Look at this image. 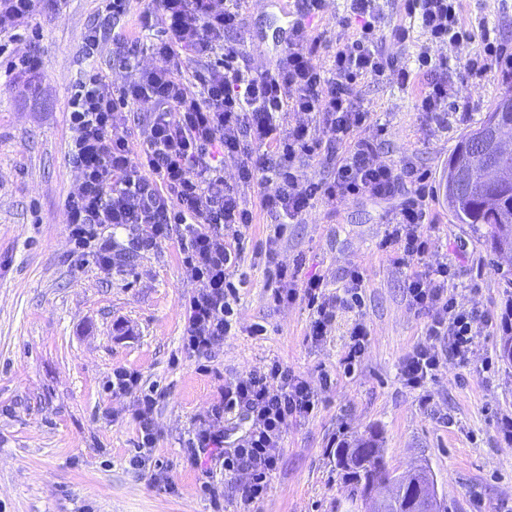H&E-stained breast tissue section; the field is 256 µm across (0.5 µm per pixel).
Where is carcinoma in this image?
<instances>
[{
  "label": "carcinoma",
  "instance_id": "obj_1",
  "mask_svg": "<svg viewBox=\"0 0 512 512\" xmlns=\"http://www.w3.org/2000/svg\"><path fill=\"white\" fill-rule=\"evenodd\" d=\"M512 93L504 92L492 112L474 129L464 134L448 156V165L442 186L448 213L458 224L484 226L483 237L490 245L493 256L512 262V182L487 185L480 173L473 176L472 188L457 186L456 172L464 160L474 137L487 130L492 116H497L496 130L512 139V112L502 110ZM336 464L349 487L348 501L364 498L367 491L386 492L384 512H419L414 490L435 484L431 469L420 465L406 474H398L388 467L385 449L380 438L373 434L351 443L343 442L336 449Z\"/></svg>",
  "mask_w": 512,
  "mask_h": 512
}]
</instances>
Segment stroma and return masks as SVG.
<instances>
[{"label": "stroma", "mask_w": 512, "mask_h": 512, "mask_svg": "<svg viewBox=\"0 0 512 512\" xmlns=\"http://www.w3.org/2000/svg\"><path fill=\"white\" fill-rule=\"evenodd\" d=\"M241 10L243 27L228 37L242 41V65L260 73L283 51L276 22L263 0H243ZM462 21L485 28L512 52V0H463ZM130 22L107 18L102 0H40L35 18L0 33V512H213L218 504L223 512H336L348 494L337 443L373 432L391 467L429 465L452 512H512V438L497 427L512 413V363L498 357L512 337L502 321L512 310V266L497 265L481 235L455 223L441 185L459 138L492 111L512 74L459 85L467 110L439 131L422 125L413 95L395 81L356 86L372 114L365 134L382 140L379 161L411 155L431 174L438 246L427 264L453 261L457 299L494 317L479 325L467 362L447 359L421 389L404 384L401 361L423 341L424 321L406 301L409 268L395 267L380 247L390 206L369 200L335 208L315 203L280 243L279 262L298 265L299 278L318 273L333 288L352 267L363 273L360 314L340 316L331 336L311 340L305 301L271 298L275 283L257 248L276 221L260 198L275 186L262 179L245 193L256 222L239 267L246 285L237 322L204 373L182 348L184 302L196 285L176 240L140 254L127 233L117 232L116 247L128 259L107 273L92 261L76 268L72 256L64 201L78 172L67 155V104L90 67L106 71L118 88L130 68L156 65L149 32L129 63L113 60L112 35ZM93 25L102 37L91 54L82 35ZM33 53L39 69L20 68ZM357 318L371 336L348 374L341 358ZM257 324L266 335H252ZM490 355L497 362L487 370ZM273 361L307 380L318 405L284 427L268 493L247 504L231 489L247 483L248 474L227 473L215 461L202 473L185 441L226 379ZM117 368L158 389L153 461L168 470L173 489L157 486L151 467L130 464L138 452L134 399L105 388Z\"/></svg>", "instance_id": "obj_1"}]
</instances>
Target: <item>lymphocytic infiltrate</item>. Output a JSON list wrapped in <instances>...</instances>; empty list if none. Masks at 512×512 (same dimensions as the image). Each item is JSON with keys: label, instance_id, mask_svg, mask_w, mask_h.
Segmentation results:
<instances>
[{"label": "lymphocytic infiltrate", "instance_id": "f902f5d3", "mask_svg": "<svg viewBox=\"0 0 512 512\" xmlns=\"http://www.w3.org/2000/svg\"><path fill=\"white\" fill-rule=\"evenodd\" d=\"M238 0H151L136 30L114 33L112 56L128 60L140 35L159 30L150 46L158 60L150 69L132 70L128 81L111 80L91 69L68 100L71 137L68 157L79 179L65 200L69 235L78 257L93 256L100 269L118 261L116 230L134 231L137 251H152L159 241L177 238L181 262L195 292L186 299L183 347L206 356L223 343L233 326L238 288L232 276L239 265L255 213L244 201L259 179L276 184L261 207L278 217L266 238L264 254L278 282L274 301L303 297L312 312L310 334L330 336L339 314L361 307L363 274L352 268L336 291L323 277L298 280L278 263L283 227L299 224L314 203L336 206L358 198L390 200L384 235L395 266L411 267L408 304L424 320L425 342L414 345L401 362L406 385L418 388L432 378L446 357L467 361L474 325L486 312L458 302L449 282L451 267L425 265L435 246L429 220V175L413 157L399 164L378 162L379 142L364 131L371 119L355 97L359 80L395 79L413 93L425 127L443 128L453 114L460 82L482 80L502 70L504 52L486 43L482 53L449 73L447 61H433L430 48L472 38L461 23V0H407V23L394 22L384 0H346L337 23L355 28L336 42L330 68L317 65L322 36L311 25L325 0H304L285 52L274 67L255 73L239 65L241 49L225 41L242 23ZM397 44L421 39L414 58L386 51L385 35ZM187 55L200 63L193 80L175 72L172 60ZM152 104L139 119V137L117 131L122 110L139 101ZM299 122L285 127L287 114ZM336 148L332 179L303 177L301 169L319 155L322 141ZM235 159L238 180L224 179L225 159ZM115 395L132 396L138 426V453L132 464L146 466L157 443L154 390L144 389L138 373L121 368L107 383ZM317 398L310 385L280 362L225 381L210 414L194 424L186 441L191 464L220 458L228 472H245L242 500L264 498L267 478L278 463L284 427L310 415ZM235 416L249 428L233 450L224 448V420Z\"/></svg>", "mask_w": 512, "mask_h": 512}]
</instances>
